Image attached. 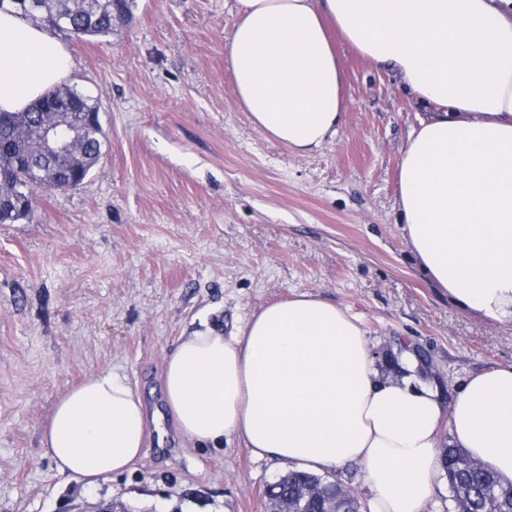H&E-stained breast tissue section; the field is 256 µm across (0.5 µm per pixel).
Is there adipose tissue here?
<instances>
[{"instance_id":"ef3b65f1","label":"adipose tissue","mask_w":512,"mask_h":512,"mask_svg":"<svg viewBox=\"0 0 512 512\" xmlns=\"http://www.w3.org/2000/svg\"><path fill=\"white\" fill-rule=\"evenodd\" d=\"M224 57L254 125L298 152L344 120L342 39L399 76L417 103L399 163L403 230L431 282L492 323H512V15L495 0H236ZM47 28L0 11V112L66 80ZM386 377L360 319L310 294L276 301L231 336L181 337L163 362L167 407L192 443L234 436L260 458L310 470L360 464L369 512H425L449 444L512 481V365L476 372L451 401L419 360ZM148 417L114 373L55 404L42 446L89 484L141 457Z\"/></svg>"}]
</instances>
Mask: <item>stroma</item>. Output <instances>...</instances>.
Masks as SVG:
<instances>
[{"mask_svg": "<svg viewBox=\"0 0 512 512\" xmlns=\"http://www.w3.org/2000/svg\"><path fill=\"white\" fill-rule=\"evenodd\" d=\"M236 0H135L107 38L65 39L66 83L96 99L108 139L79 189L41 193L0 224V512H266L283 474L237 439L187 447L149 432L133 469L91 487L41 438L57 399L115 372L165 413V356L211 325L235 333L307 293L358 316L376 354L410 342L448 393L512 364V325L487 322L421 271L397 202L415 108L399 78L344 42L346 114L299 154L258 130L224 61Z\"/></svg>", "mask_w": 512, "mask_h": 512, "instance_id": "35a3bbf8", "label": "stroma"}]
</instances>
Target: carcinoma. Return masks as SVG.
I'll use <instances>...</instances> for the list:
<instances>
[{
  "label": "carcinoma",
  "instance_id": "1",
  "mask_svg": "<svg viewBox=\"0 0 512 512\" xmlns=\"http://www.w3.org/2000/svg\"><path fill=\"white\" fill-rule=\"evenodd\" d=\"M22 11L33 23L79 39L112 35L114 15L131 13L132 0H33ZM75 99L72 111L100 116L93 99L63 86L34 101L24 112H0V224L20 221L15 198L21 187L33 184L44 192H56L67 182L78 189L85 174L102 157L103 127L82 128L70 144L68 156L55 161L41 157L37 130L58 122L60 94ZM441 465L448 477L453 512H512V483L505 482L489 466L471 458L462 448H442ZM271 497L285 512H362L357 493L326 477L289 470L274 481Z\"/></svg>",
  "mask_w": 512,
  "mask_h": 512
}]
</instances>
